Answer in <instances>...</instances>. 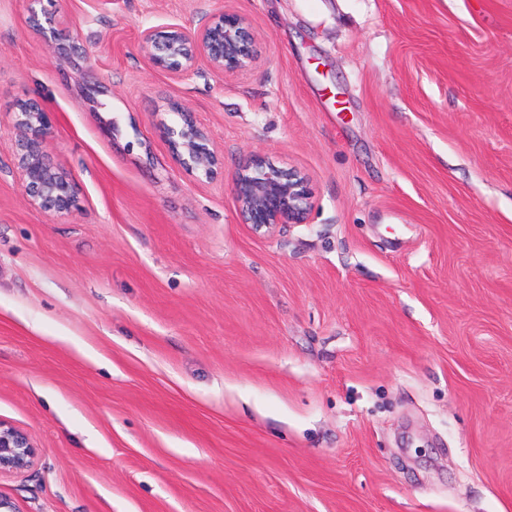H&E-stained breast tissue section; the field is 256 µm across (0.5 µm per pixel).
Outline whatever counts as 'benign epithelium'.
I'll list each match as a JSON object with an SVG mask.
<instances>
[{
    "label": "benign epithelium",
    "instance_id": "benign-epithelium-1",
    "mask_svg": "<svg viewBox=\"0 0 512 512\" xmlns=\"http://www.w3.org/2000/svg\"><path fill=\"white\" fill-rule=\"evenodd\" d=\"M32 2L40 4V11H31V17L45 38L91 60L78 31L57 27L59 0ZM140 46L154 68L175 78L195 74L201 63L216 76L246 72L256 63L247 20L223 10L205 16L193 31L177 24L147 28ZM169 110L183 121L180 130L167 129L175 137L171 141L175 160L210 177L222 160L210 148L209 132L181 104H172ZM13 127L17 168L29 205L49 215L76 209L70 174L54 165L47 150L51 112L40 101L26 99L14 107ZM234 185L242 221L257 232L269 234L285 224H304L314 206L308 175L281 167L266 156H250L236 172ZM35 460L36 449L29 436L0 421V476L25 471Z\"/></svg>",
    "mask_w": 512,
    "mask_h": 512
}]
</instances>
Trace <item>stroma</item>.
Listing matches in <instances>:
<instances>
[{"label": "stroma", "mask_w": 512, "mask_h": 512, "mask_svg": "<svg viewBox=\"0 0 512 512\" xmlns=\"http://www.w3.org/2000/svg\"><path fill=\"white\" fill-rule=\"evenodd\" d=\"M245 17L177 79L141 31ZM95 66L0 0V420L17 512H512V0H62ZM104 87V108L85 98ZM41 97L79 208L25 200ZM182 103L217 173L180 166ZM310 177L258 235L251 155ZM35 460L36 449L29 436L0 421V476L25 471Z\"/></svg>", "instance_id": "35a3bbf8"}]
</instances>
